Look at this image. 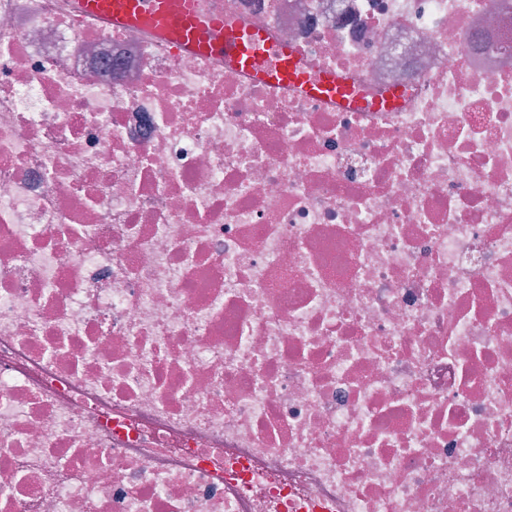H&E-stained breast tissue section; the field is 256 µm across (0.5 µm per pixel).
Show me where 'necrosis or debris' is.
Wrapping results in <instances>:
<instances>
[{"mask_svg":"<svg viewBox=\"0 0 512 512\" xmlns=\"http://www.w3.org/2000/svg\"><path fill=\"white\" fill-rule=\"evenodd\" d=\"M202 7L0 0V512H512V0ZM82 15L100 19L109 28H143L160 42L178 51L224 58L258 80L299 85L308 94L351 102V91L334 72L311 81L298 66L296 51L288 46L277 50L273 69L257 60L265 44L256 31H242L224 21V13H202L197 0H72Z\"/></svg>","mask_w":512,"mask_h":512,"instance_id":"1","label":"necrosis or debris"}]
</instances>
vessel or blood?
<instances>
[{"label": "vessel or blood", "mask_w": 512, "mask_h": 512, "mask_svg": "<svg viewBox=\"0 0 512 512\" xmlns=\"http://www.w3.org/2000/svg\"><path fill=\"white\" fill-rule=\"evenodd\" d=\"M72 4L82 15L96 17L107 27L149 30L175 50L224 59L256 79L293 83L316 97L345 103L351 100L349 88L335 73L309 80L290 47L278 49L275 68L260 67L257 60L264 48L262 34L228 24L223 12L202 13L198 0H72Z\"/></svg>", "instance_id": "obj_1"}]
</instances>
